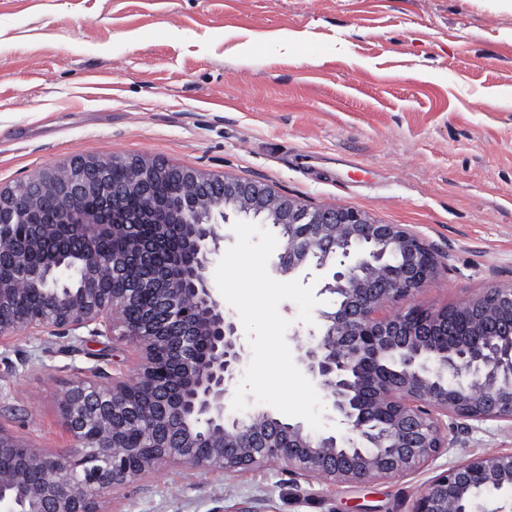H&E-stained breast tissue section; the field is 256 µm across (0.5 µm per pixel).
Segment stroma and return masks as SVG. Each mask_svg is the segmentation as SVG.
Masks as SVG:
<instances>
[{"mask_svg":"<svg viewBox=\"0 0 512 512\" xmlns=\"http://www.w3.org/2000/svg\"><path fill=\"white\" fill-rule=\"evenodd\" d=\"M147 155L403 224L440 255L439 311L512 284V12L494 0H0V187L76 156ZM136 346L0 341V430L72 440L58 398ZM309 483L166 464L100 512H409L448 464Z\"/></svg>","mask_w":512,"mask_h":512,"instance_id":"35a3bbf8","label":"stroma"}]
</instances>
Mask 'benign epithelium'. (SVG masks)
<instances>
[{
  "label": "benign epithelium",
  "instance_id": "benign-epithelium-1",
  "mask_svg": "<svg viewBox=\"0 0 512 512\" xmlns=\"http://www.w3.org/2000/svg\"><path fill=\"white\" fill-rule=\"evenodd\" d=\"M123 162L130 173L123 182L107 179L105 160L80 157L0 188V269L12 274L0 279V340L88 327L110 336L118 328L141 352L132 376L97 370L63 393L59 408L74 451L46 455L0 431V504L8 512H97L98 497L171 462L226 471L276 462L308 482L376 481L430 466L456 447L450 432H481L497 421L512 434V287L437 312L385 314L441 273L438 253L404 225L353 208H310L262 183L145 155ZM164 179L193 187L185 209L199 223L165 218L164 233L131 236L104 260L82 247L89 236L115 240L125 229L83 211V198L114 210L132 193L151 196ZM222 205L288 225L276 273L307 264L325 273L321 292L338 301L320 312L319 329L298 349L332 399L341 431H309L268 410L241 416L226 404L245 349L208 278L224 239L214 223ZM35 212L40 223L14 235L12 227ZM175 236L189 250L158 266L156 252ZM50 241L80 256V283L61 264L31 270L29 256ZM145 284L163 313L134 312L133 291ZM508 489L512 451L491 448L449 463L410 512H474L481 492Z\"/></svg>",
  "mask_w": 512,
  "mask_h": 512
}]
</instances>
